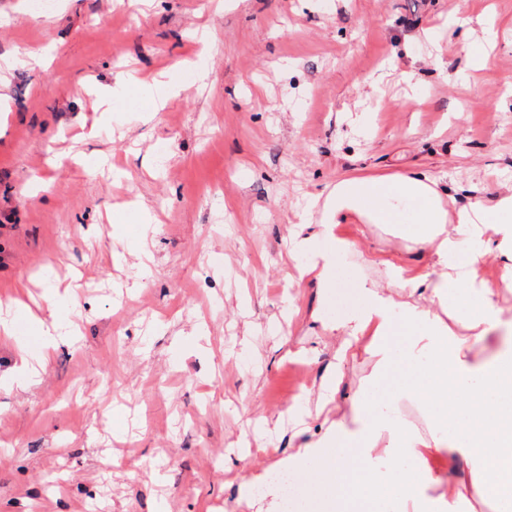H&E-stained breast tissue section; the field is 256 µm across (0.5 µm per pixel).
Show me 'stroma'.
Here are the masks:
<instances>
[{
    "label": "stroma",
    "mask_w": 512,
    "mask_h": 512,
    "mask_svg": "<svg viewBox=\"0 0 512 512\" xmlns=\"http://www.w3.org/2000/svg\"><path fill=\"white\" fill-rule=\"evenodd\" d=\"M478 17L497 39L471 71ZM163 69L180 91L153 122L102 102ZM0 92V301L23 282L40 314L50 281L81 274L56 307L79 341L27 389L0 386V512H267L238 475L301 443L288 409L338 347L288 236L353 171L423 167L465 202L512 183V0H0ZM130 202L148 239L112 221ZM341 232L373 279L406 253L373 225ZM141 244L149 285L119 294L133 270L110 255Z\"/></svg>",
    "instance_id": "1"
}]
</instances>
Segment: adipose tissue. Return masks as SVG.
I'll list each match as a JSON object with an SVG mask.
<instances>
[{
	"label": "adipose tissue",
	"instance_id": "adipose-tissue-1",
	"mask_svg": "<svg viewBox=\"0 0 512 512\" xmlns=\"http://www.w3.org/2000/svg\"><path fill=\"white\" fill-rule=\"evenodd\" d=\"M320 222L315 234L292 235V252L310 258L298 273L326 300L350 285L348 307L322 329L340 336L339 363L364 355L374 372L341 402L327 377L323 401L335 419L280 468L295 473L312 512H459L463 503L512 512V317L480 273L490 257L512 272V185L463 206L427 171L356 173L327 192ZM343 224L380 227L429 263L392 264L387 285L368 281L353 261L357 242L334 232ZM30 321L42 336L33 355L49 363L74 331L51 313ZM488 343L492 354L478 358ZM407 402L428 435L401 419ZM459 460L467 474H457Z\"/></svg>",
	"mask_w": 512,
	"mask_h": 512
}]
</instances>
